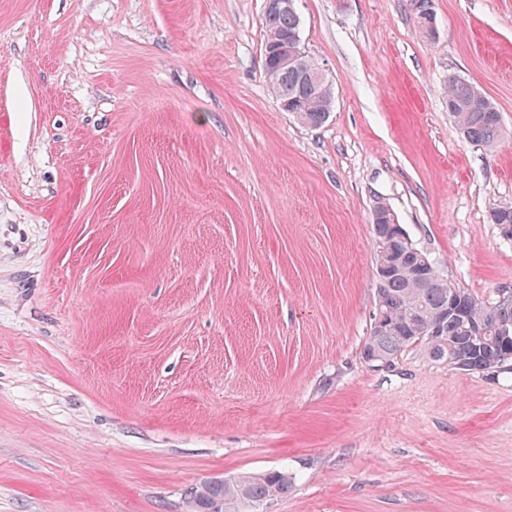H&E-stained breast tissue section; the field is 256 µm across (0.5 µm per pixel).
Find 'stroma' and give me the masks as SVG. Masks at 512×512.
Returning <instances> with one entry per match:
<instances>
[{"label": "stroma", "instance_id": "1", "mask_svg": "<svg viewBox=\"0 0 512 512\" xmlns=\"http://www.w3.org/2000/svg\"><path fill=\"white\" fill-rule=\"evenodd\" d=\"M296 0L335 89L263 70L264 0H0V512H191L288 470L267 512H512V370L361 357L386 203L445 277L512 291V0ZM272 61L273 65L269 64ZM263 64L266 79L272 74L270 86L279 105L288 102L289 107L297 111V120L304 126L319 125L326 119L333 101L323 100L318 107L306 110L301 103L304 89L309 100L327 98L334 95L333 84L327 79L325 73L319 68L301 47V39L298 33L288 38L283 37L267 42L263 51ZM280 72L276 75L277 72ZM292 71L303 84L292 73ZM276 75V76H275ZM288 106L281 107L283 112L288 111ZM448 112L464 139L494 151L502 140V116L494 101L460 76L448 78ZM212 481L192 489L190 502L194 512H208L207 506L216 500L223 502L222 512H239L245 504H260L283 497L291 486L288 472L280 470H268L224 483Z\"/></svg>", "mask_w": 512, "mask_h": 512}]
</instances>
